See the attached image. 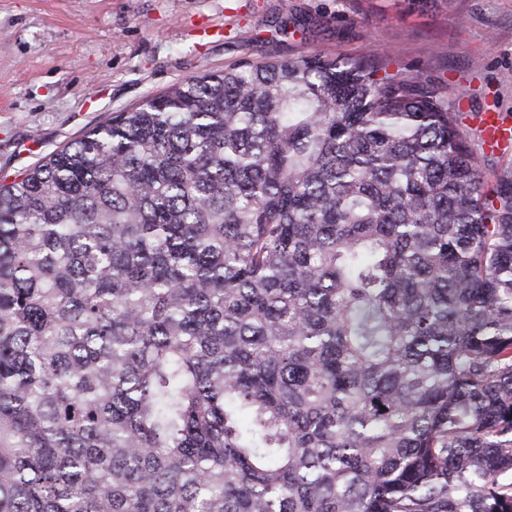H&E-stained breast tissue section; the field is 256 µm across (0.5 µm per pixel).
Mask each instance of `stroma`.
<instances>
[{"instance_id":"1","label":"stroma","mask_w":512,"mask_h":512,"mask_svg":"<svg viewBox=\"0 0 512 512\" xmlns=\"http://www.w3.org/2000/svg\"><path fill=\"white\" fill-rule=\"evenodd\" d=\"M390 58L512 128V0H0V180L167 86L264 56Z\"/></svg>"}]
</instances>
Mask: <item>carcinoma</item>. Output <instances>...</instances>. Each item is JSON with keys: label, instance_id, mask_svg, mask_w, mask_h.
I'll return each instance as SVG.
<instances>
[{"label": "carcinoma", "instance_id": "obj_1", "mask_svg": "<svg viewBox=\"0 0 512 512\" xmlns=\"http://www.w3.org/2000/svg\"><path fill=\"white\" fill-rule=\"evenodd\" d=\"M330 50L0 181V512H512V180Z\"/></svg>", "mask_w": 512, "mask_h": 512}]
</instances>
